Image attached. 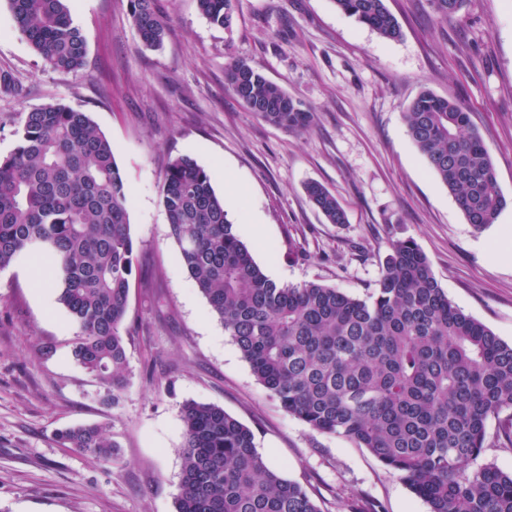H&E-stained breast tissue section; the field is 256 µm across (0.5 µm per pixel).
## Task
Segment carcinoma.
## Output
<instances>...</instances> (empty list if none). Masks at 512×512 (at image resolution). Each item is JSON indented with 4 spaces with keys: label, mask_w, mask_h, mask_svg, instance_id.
I'll list each match as a JSON object with an SVG mask.
<instances>
[{
    "label": "carcinoma",
    "mask_w": 512,
    "mask_h": 512,
    "mask_svg": "<svg viewBox=\"0 0 512 512\" xmlns=\"http://www.w3.org/2000/svg\"><path fill=\"white\" fill-rule=\"evenodd\" d=\"M142 44L170 32L157 0H128ZM386 39L401 26L386 0H332ZM470 0H431L441 20ZM32 50L70 73L87 60L68 0H7ZM238 0H197L228 29ZM226 84L260 120L301 132L315 113L247 62L225 64ZM408 134L481 230L506 207L490 153L466 105L422 91L404 112ZM17 144L0 158V270L39 248L53 262L58 301L79 327L73 359L109 391L124 387L125 322L135 242L128 192L112 145L86 112L46 104L27 113ZM330 224L347 222L336 196L306 187ZM160 203L168 237L256 380L282 409L325 434L349 438L399 472L429 512H512V472L481 463L487 424L512 409V343L454 306L410 240L390 244L373 293L360 299L320 283L272 281L238 238L207 172L169 162ZM176 512H321L297 481L269 466L254 431L223 408L187 402ZM67 448L111 463L104 425L59 434Z\"/></svg>",
    "instance_id": "1"
}]
</instances>
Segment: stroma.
Masks as SVG:
<instances>
[{
	"instance_id": "35a3bbf8",
	"label": "stroma",
	"mask_w": 512,
	"mask_h": 512,
	"mask_svg": "<svg viewBox=\"0 0 512 512\" xmlns=\"http://www.w3.org/2000/svg\"><path fill=\"white\" fill-rule=\"evenodd\" d=\"M87 44L76 73L51 70L0 0V155L27 112L62 103L87 112L112 144L129 190L137 261L126 320L128 376L119 399L72 359L79 332L56 290L29 280V257L0 270V512H175L181 409L213 404L248 425L322 512H429L401 475L367 449L288 415L257 382L184 267L160 204L163 172L187 156L245 187L225 201L233 223L256 216L262 240L241 234L261 268L285 285L318 282L364 298L390 242L413 240L449 300L512 342V261L495 242L512 225V0H470L436 19L430 0H387L402 36L380 37L332 0H239L231 28L196 0H159L170 34L144 47L128 0H69ZM246 59L316 114L297 135L256 118L224 80ZM470 109L505 209L475 230L430 172L403 120L421 89ZM331 190L347 213L327 223L305 185ZM52 343L54 356L37 354ZM108 425L120 463L62 447L57 431Z\"/></svg>"
}]
</instances>
